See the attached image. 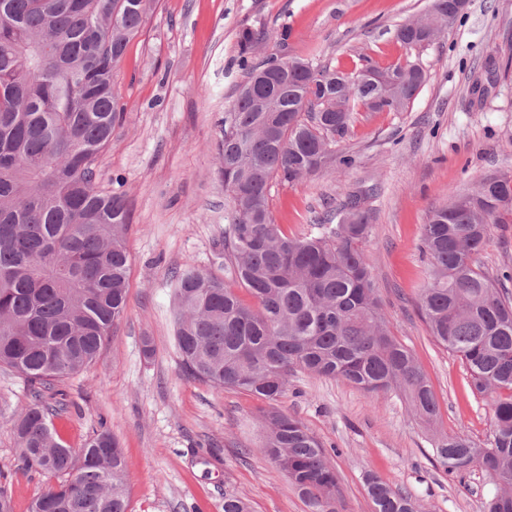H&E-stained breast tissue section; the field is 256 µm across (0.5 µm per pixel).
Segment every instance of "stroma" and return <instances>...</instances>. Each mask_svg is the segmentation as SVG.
Instances as JSON below:
<instances>
[{
    "label": "stroma",
    "instance_id": "stroma-1",
    "mask_svg": "<svg viewBox=\"0 0 512 512\" xmlns=\"http://www.w3.org/2000/svg\"><path fill=\"white\" fill-rule=\"evenodd\" d=\"M432 0H158L116 68L123 119L98 158L100 185L125 195L131 267L124 317L98 360L59 383L52 416L61 440L80 447L99 426L125 457L131 512H224V494L249 512H310L259 446L263 400L217 390L183 371L172 321L175 271L226 276V194L219 173L224 108L243 79L238 37L266 32L265 56H298L351 70L407 56L397 25L427 15ZM512 0H469L440 41L420 51L426 81L401 112L357 111L337 154L351 156L294 185L273 184L270 208L303 237L362 191L372 216V277L392 335L412 353L440 406L439 429L485 442L490 410L467 386L462 362L430 335L416 304L426 259L421 227L451 191L512 170ZM481 82L485 93L472 92ZM512 297V223L493 225L477 258ZM150 337L152 356L142 352ZM26 382L0 368V488L28 512L46 483L18 459L12 420ZM280 408L300 419L333 465L341 512H372L375 474L428 512H483L495 492L480 469L450 475L435 463L431 434L396 392L296 374Z\"/></svg>",
    "mask_w": 512,
    "mask_h": 512
}]
</instances>
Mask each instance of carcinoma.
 Segmentation results:
<instances>
[{
  "instance_id": "cac0c4a2",
  "label": "carcinoma",
  "mask_w": 512,
  "mask_h": 512,
  "mask_svg": "<svg viewBox=\"0 0 512 512\" xmlns=\"http://www.w3.org/2000/svg\"><path fill=\"white\" fill-rule=\"evenodd\" d=\"M153 4L0 0V367L32 392L13 422L25 468L58 479L29 512H129L118 440L102 427L68 447L42 395L99 358L127 307L128 205L99 186L96 162L121 120L116 66ZM457 17L451 0H433L430 14L406 22L396 40L425 48ZM264 38L251 29L239 36L247 75L224 111L219 147L229 200L224 259L254 303L210 271L179 270L175 340L188 376L268 403L263 452L311 512H338L324 446L277 407L293 373L341 379L368 394L399 389L429 424L440 407L379 307L366 250L370 212L354 198L319 235L291 238L270 209L271 181L294 185L351 165L336 157V137L355 108L401 112L426 74L411 61L352 72L297 56L248 64ZM511 223L512 172L495 171L433 208L420 239L428 275L419 309L491 412L487 441L446 434L434 454L450 475L478 467L490 476L496 492L484 512H512V300L475 256L493 225ZM365 484L372 512H426L374 475Z\"/></svg>"
}]
</instances>
